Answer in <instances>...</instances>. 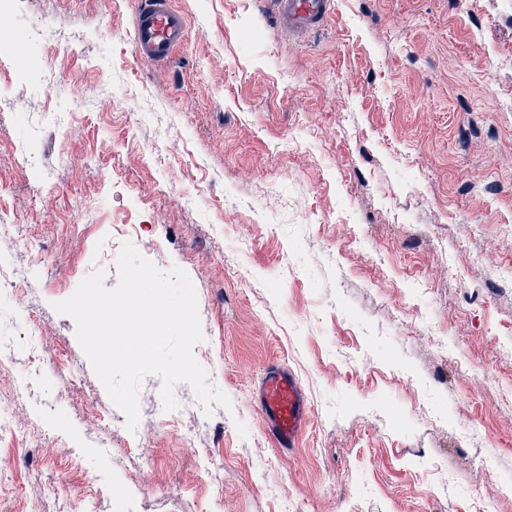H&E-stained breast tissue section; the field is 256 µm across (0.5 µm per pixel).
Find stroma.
I'll return each instance as SVG.
<instances>
[{
	"instance_id": "stroma-1",
	"label": "stroma",
	"mask_w": 512,
	"mask_h": 512,
	"mask_svg": "<svg viewBox=\"0 0 512 512\" xmlns=\"http://www.w3.org/2000/svg\"><path fill=\"white\" fill-rule=\"evenodd\" d=\"M12 0L0 42V499L13 512H512V0H334L302 35L271 0ZM468 112L456 109L458 97ZM193 282V353L230 409L158 377L128 431L57 313L124 243ZM295 372L285 454L255 403ZM212 479H204L203 467ZM185 17L171 0H145L136 11L133 49L137 57L156 65L168 63L187 37ZM256 403L277 448L283 452L298 448L308 423V410L296 375L278 364H269L258 381Z\"/></svg>"
}]
</instances>
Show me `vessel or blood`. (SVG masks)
<instances>
[{
    "label": "vessel or blood",
    "instance_id": "1",
    "mask_svg": "<svg viewBox=\"0 0 512 512\" xmlns=\"http://www.w3.org/2000/svg\"><path fill=\"white\" fill-rule=\"evenodd\" d=\"M280 24L292 34L320 27L331 16L333 0H275ZM187 37L185 17L171 0H143L136 11L133 49L157 65L168 63ZM256 403L266 432L284 452L298 448L308 423L304 389L296 375L269 364L256 387Z\"/></svg>",
    "mask_w": 512,
    "mask_h": 512
}]
</instances>
